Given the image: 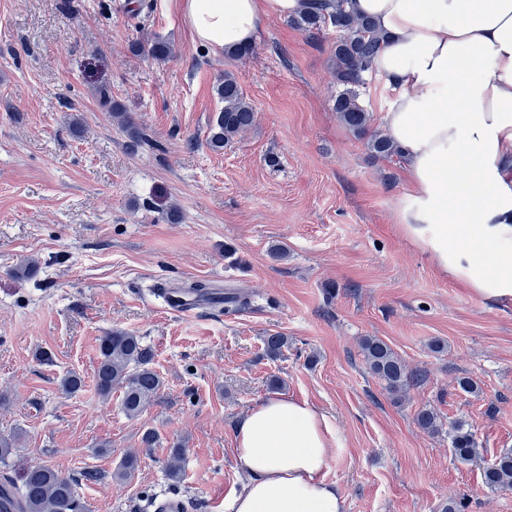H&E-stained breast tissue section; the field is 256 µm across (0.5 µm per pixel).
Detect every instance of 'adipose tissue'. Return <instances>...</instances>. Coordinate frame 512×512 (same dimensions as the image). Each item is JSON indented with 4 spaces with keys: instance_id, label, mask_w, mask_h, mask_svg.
Instances as JSON below:
<instances>
[{
    "instance_id": "adipose-tissue-1",
    "label": "adipose tissue",
    "mask_w": 512,
    "mask_h": 512,
    "mask_svg": "<svg viewBox=\"0 0 512 512\" xmlns=\"http://www.w3.org/2000/svg\"><path fill=\"white\" fill-rule=\"evenodd\" d=\"M300 0H181L194 39L217 53L253 42ZM386 41L373 67L392 89L384 129L405 159L406 235L486 300L512 298V0H352ZM331 416L284 394L233 436L247 481L231 512H346L328 481Z\"/></svg>"
}]
</instances>
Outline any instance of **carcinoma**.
<instances>
[{"label":"carcinoma","mask_w":512,"mask_h":512,"mask_svg":"<svg viewBox=\"0 0 512 512\" xmlns=\"http://www.w3.org/2000/svg\"><path fill=\"white\" fill-rule=\"evenodd\" d=\"M290 22L313 36L329 31L336 33L331 49L332 68L336 77L335 109L340 121L352 134L364 141L374 158L401 155L394 142L382 131L372 127V116L363 102L367 77L373 74V60L382 48L384 37L373 20L347 9V0H301V8ZM135 49L148 56L164 60L172 54L170 44L162 39L137 44ZM217 95L224 107L210 124L208 145L221 151L255 122V109L245 98L233 71H224L218 83ZM118 124L128 133L132 147L142 142V136L129 113L112 103L109 95L102 96ZM361 354L370 373L384 382L386 390L398 397L420 381V374L410 370L405 362L381 339L368 336L361 344ZM152 349L142 338L125 330H113L100 338L99 361L94 381L99 395L109 398L115 389L122 390L121 407L130 418L139 416L151 399L157 396L162 380L153 368ZM418 426L427 432L440 429V419L434 410L423 408L417 414ZM451 451L463 463L480 456L473 434L461 421L451 425ZM138 467V456L126 455L113 477L131 478ZM483 482L492 491L512 490V450L506 451L483 472ZM0 498L9 492L19 500V512H83L77 492L79 480L60 475L40 463L29 465L16 485L5 477L0 481Z\"/></svg>","instance_id":"1"}]
</instances>
